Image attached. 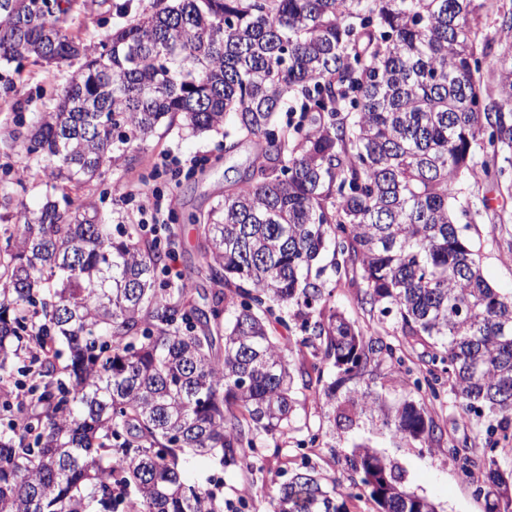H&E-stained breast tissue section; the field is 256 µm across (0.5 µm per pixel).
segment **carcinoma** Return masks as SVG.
<instances>
[{
    "label": "carcinoma",
    "instance_id": "1",
    "mask_svg": "<svg viewBox=\"0 0 512 512\" xmlns=\"http://www.w3.org/2000/svg\"><path fill=\"white\" fill-rule=\"evenodd\" d=\"M483 7L175 0L88 45L67 35L78 0H0V60L84 58L25 146L62 202L22 208L4 230L0 512H223L213 489L185 482V456L252 467L258 446L297 430L295 380L325 365L334 379L308 398L344 391L348 421L377 411L430 443L443 428L427 404L446 386L473 433L512 438V294L484 277L455 218L463 184L512 169V54H492ZM176 124L224 131L227 153L241 136L262 149L191 217L200 265L158 288L175 231L114 236L70 192ZM329 267L363 285L375 325L332 302ZM276 324L298 330L294 345L270 335ZM384 362L410 394L395 405L374 388ZM497 452L448 438L462 477L495 496L489 512H512ZM350 469L326 486L304 464L271 512H346L355 495L377 512H436L376 449L357 447Z\"/></svg>",
    "mask_w": 512,
    "mask_h": 512
}]
</instances>
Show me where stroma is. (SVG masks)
I'll return each mask as SVG.
<instances>
[{"mask_svg":"<svg viewBox=\"0 0 512 512\" xmlns=\"http://www.w3.org/2000/svg\"><path fill=\"white\" fill-rule=\"evenodd\" d=\"M159 0H83L75 13L68 35L87 43H100L118 27L155 11ZM74 59L50 68L19 59L0 63V169L28 165L29 174L17 185L11 176H0L14 203L32 210L41 208L50 197L49 171L21 149L19 135L34 116L55 108V96L80 67ZM254 158L251 142H244L233 154L224 152L223 133H191L172 127L159 129L146 142L135 145L127 156L113 159L72 197L91 201L105 223L138 222L135 205L124 203L126 192L173 193L178 199L171 225L178 233L168 261L167 281L198 266L201 240L190 215L210 210L224 197ZM464 210L459 223L468 227L466 236L482 258V270L489 283L501 293L512 292V190L490 183L465 185ZM304 430L282 438L275 447L258 449L252 469L219 468L210 461L192 458L189 482L218 486L225 502L235 512H268L266 491L272 483L288 480L303 459H310L330 480L346 481L348 461L355 448L367 444L395 462L404 472L410 492L432 501L438 512H487L486 498L476 496L448 458V441L441 438L426 445L388 432L380 418L364 414L352 424L336 422L333 406L307 402L300 411ZM319 435V445L302 453L296 442L305 431Z\"/></svg>","mask_w":512,"mask_h":512,"instance_id":"stroma-1","label":"stroma"}]
</instances>
